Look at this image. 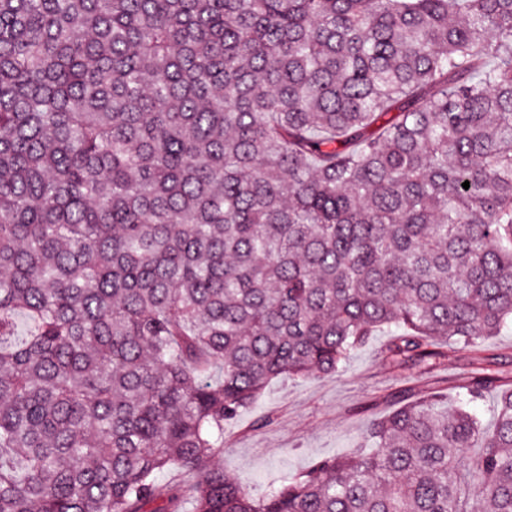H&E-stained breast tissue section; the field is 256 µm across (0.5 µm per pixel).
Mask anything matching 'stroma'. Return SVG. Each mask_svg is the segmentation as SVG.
I'll use <instances>...</instances> for the list:
<instances>
[{
    "label": "stroma",
    "instance_id": "1",
    "mask_svg": "<svg viewBox=\"0 0 512 512\" xmlns=\"http://www.w3.org/2000/svg\"><path fill=\"white\" fill-rule=\"evenodd\" d=\"M388 340V332L377 333L337 374L272 381L254 409L225 427L217 465L261 494L355 448L371 422L389 412L387 399L399 388L454 389L481 357L502 361V374L512 377V328L479 349L449 350L425 374L385 365L381 351Z\"/></svg>",
    "mask_w": 512,
    "mask_h": 512
}]
</instances>
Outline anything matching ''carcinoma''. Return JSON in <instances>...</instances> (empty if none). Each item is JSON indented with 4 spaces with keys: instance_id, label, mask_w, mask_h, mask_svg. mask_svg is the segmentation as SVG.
<instances>
[{
    "instance_id": "obj_1",
    "label": "carcinoma",
    "mask_w": 512,
    "mask_h": 512,
    "mask_svg": "<svg viewBox=\"0 0 512 512\" xmlns=\"http://www.w3.org/2000/svg\"><path fill=\"white\" fill-rule=\"evenodd\" d=\"M508 325L512 0H0V512H512L487 368L263 496L214 464L281 376Z\"/></svg>"
}]
</instances>
